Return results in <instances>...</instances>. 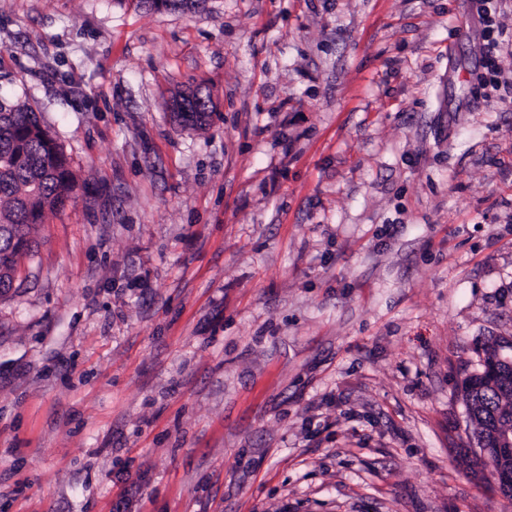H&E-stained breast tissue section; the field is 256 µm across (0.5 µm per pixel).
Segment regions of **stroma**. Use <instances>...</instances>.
<instances>
[{
  "label": "stroma",
  "mask_w": 512,
  "mask_h": 512,
  "mask_svg": "<svg viewBox=\"0 0 512 512\" xmlns=\"http://www.w3.org/2000/svg\"><path fill=\"white\" fill-rule=\"evenodd\" d=\"M493 2L0 0L80 183L0 297V512H512L456 461L512 339ZM211 107L210 95L204 93L201 87H196V89L182 95V101L178 103V110L173 111L181 113L173 114L175 120L181 126L201 127L205 125Z\"/></svg>",
  "instance_id": "35a3bbf8"
}]
</instances>
